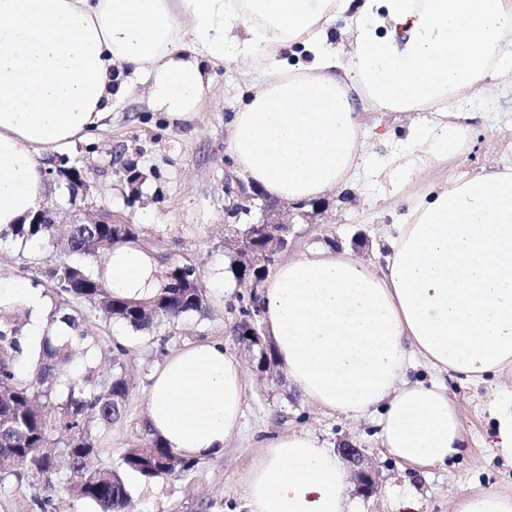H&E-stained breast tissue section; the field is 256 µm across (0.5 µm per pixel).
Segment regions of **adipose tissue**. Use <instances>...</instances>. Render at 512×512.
<instances>
[{
  "instance_id": "obj_1",
  "label": "adipose tissue",
  "mask_w": 512,
  "mask_h": 512,
  "mask_svg": "<svg viewBox=\"0 0 512 512\" xmlns=\"http://www.w3.org/2000/svg\"><path fill=\"white\" fill-rule=\"evenodd\" d=\"M348 45L339 58L335 38ZM512 0H0V232L31 219L48 154L103 127L115 67L146 73L154 107L180 120L206 99L205 66L243 59L260 78L225 150L264 197L308 201L360 175L404 210L383 262L322 248L279 263L263 323L310 404L376 414L385 451L415 470L459 453L458 413L414 363L474 382L512 375V165L404 196L407 183L464 150L463 98L512 87ZM430 107L406 141L368 164L372 111ZM104 277L141 300L162 286L151 254L113 249ZM29 313L25 355L45 333L39 289L0 280V308ZM247 374L223 342L169 356L146 399L151 436L192 458L241 432ZM348 474L307 433L265 440L243 477L246 512H344Z\"/></svg>"
}]
</instances>
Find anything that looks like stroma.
Listing matches in <instances>:
<instances>
[{
    "label": "stroma",
    "instance_id": "1",
    "mask_svg": "<svg viewBox=\"0 0 512 512\" xmlns=\"http://www.w3.org/2000/svg\"><path fill=\"white\" fill-rule=\"evenodd\" d=\"M242 62L227 59L208 66L211 83L205 104L186 120H169L157 111L140 82L113 96L112 115L105 128L76 142L68 151L46 160L42 203L55 223L73 224L111 216L113 222L135 225L152 245L160 267L186 260L191 263L209 301L206 315H195L157 329L134 331L106 322L91 307H83L86 324L95 337L88 358L96 372L112 366V342L121 340L130 351L129 370L134 389L120 420L96 436L98 462L118 467L123 454L145 431L144 410L153 372L167 357L186 345L209 340L231 343L232 318L227 305L237 290L228 277L215 274L226 265L224 255V193L226 177L241 179L224 152L228 122L249 96L253 81ZM511 110L512 94L502 93L495 104L469 101L477 113L467 152L439 173L440 179L473 175L502 163L512 165V139L496 137L488 127L491 109ZM425 112H372L363 129L373 141L374 159L386 155L389 144L404 141L411 124L423 123ZM385 142H374V132ZM77 170L81 187L70 188L64 178ZM403 210L372 180L360 179L345 193L329 192L303 214L284 212L293 224L289 256L320 249L334 238L339 249L374 262L383 258L387 232ZM57 258L55 251L34 242L20 247L0 241V280L33 283L40 271ZM409 380L439 379L448 389L462 426L464 448L447 465L423 472L411 470L383 455L373 416L351 419L329 415L302 399L289 381L250 377L241 435L222 454L200 460L187 477L146 480L126 475L131 512H239L240 481L251 456L267 438L306 432L324 447L337 449L350 442L363 448L377 477L372 496L349 485L346 512H448L461 494L489 486L512 491V465L493 445L488 405L499 393L497 383L473 384L456 373L434 374L425 367L410 370ZM0 512H96L92 503L48 488L44 480L8 478L0 482Z\"/></svg>",
    "mask_w": 512,
    "mask_h": 512
}]
</instances>
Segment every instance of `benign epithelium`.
<instances>
[{"label": "benign epithelium", "mask_w": 512, "mask_h": 512, "mask_svg": "<svg viewBox=\"0 0 512 512\" xmlns=\"http://www.w3.org/2000/svg\"><path fill=\"white\" fill-rule=\"evenodd\" d=\"M238 201L225 208L224 214V250L240 266L257 272L268 269L275 258L289 250V241L281 234L279 227L288 226L280 218L278 204L266 202L260 207L259 222L250 225L246 230L238 223L242 214H248L254 206L256 194H250L243 184H238ZM236 308L250 306L247 316H238L230 326L233 341L239 350L248 358L251 367L260 377L274 371V362L266 354V342L262 320L256 310L255 303L245 295L236 296ZM341 458L349 465L364 495L373 494L376 481L371 470L365 466V455L362 449L346 444L338 449Z\"/></svg>", "instance_id": "1"}]
</instances>
